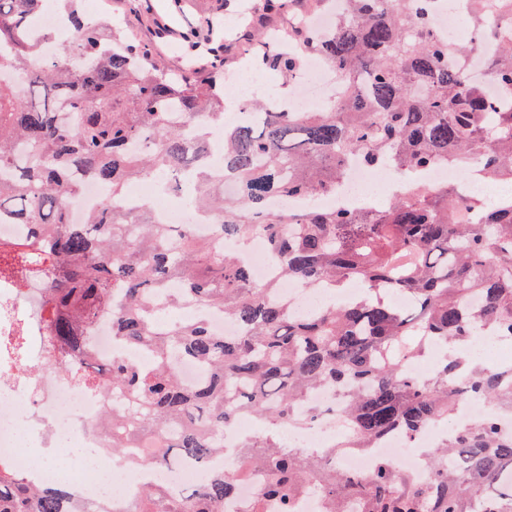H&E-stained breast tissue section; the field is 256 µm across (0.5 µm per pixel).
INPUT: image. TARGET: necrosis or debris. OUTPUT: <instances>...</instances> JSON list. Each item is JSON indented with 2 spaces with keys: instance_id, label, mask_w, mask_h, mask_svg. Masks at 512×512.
<instances>
[{
  "instance_id": "necrosis-or-debris-1",
  "label": "necrosis or debris",
  "mask_w": 512,
  "mask_h": 512,
  "mask_svg": "<svg viewBox=\"0 0 512 512\" xmlns=\"http://www.w3.org/2000/svg\"><path fill=\"white\" fill-rule=\"evenodd\" d=\"M428 12L432 30L451 42L469 32L474 23L472 0H431ZM502 47L501 40L486 41L476 52L454 60L468 81L483 86L491 97L496 94V85L485 60L498 55ZM340 95L333 69L321 55L311 53L288 96H281L272 80L263 79L237 85L234 97L225 100L224 109L234 121L250 122L255 118L250 105L259 97L274 110L310 112L317 110L321 102L337 100ZM379 185L388 192L401 189L404 182L398 168L390 165L373 171L354 155L348 159L335 190L316 195L314 201L325 209L346 207L360 211L374 204L371 190ZM224 247L239 251L256 283L278 278V262L265 237L253 236L249 247L243 250L230 240L225 241ZM45 269V264L36 262L34 252L29 251L12 274H0V461L25 474L31 485L40 487L47 484L50 476L44 465L35 462V455L45 450L65 452L68 466L60 479L78 512L91 506L124 512L135 494L157 485L192 484L201 488L207 482L208 468L221 466L233 473L239 488L238 496L225 502V512H246L256 499L261 478L256 469H242L236 459L235 450L246 431L245 425L225 427L224 455L212 458L205 467L187 462L177 469L167 464L140 469L112 461L106 454L109 434L97 427L101 410L109 404L121 412L128 402L112 396L99 380L97 369L111 365L118 352L132 363L143 362L146 354L138 347H119L112 337V318L106 314L90 333L91 359L85 363L81 379L46 372V365L62 362L63 357L44 336L39 320L46 300ZM360 293L354 285L334 292L324 287L310 290L291 279L273 298L287 301L292 311L301 313L356 298ZM446 435V429L437 423L427 426L414 442L394 434L377 441L368 452H344L339 458L340 468L346 473L364 474L377 461L386 460L422 480L426 469L421 449L443 441Z\"/></svg>"
}]
</instances>
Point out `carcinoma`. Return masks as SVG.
Masks as SVG:
<instances>
[{
	"instance_id": "carcinoma-1",
	"label": "carcinoma",
	"mask_w": 512,
	"mask_h": 512,
	"mask_svg": "<svg viewBox=\"0 0 512 512\" xmlns=\"http://www.w3.org/2000/svg\"><path fill=\"white\" fill-rule=\"evenodd\" d=\"M260 12L236 35L256 44L253 61L290 81L302 53L263 43L268 23L302 0H259ZM337 30L321 44L309 31L288 27L283 37L317 51L338 72L341 99L318 112H274L266 121L224 130V166L207 162L209 131L224 124L220 80L230 52L224 27L213 20L183 34L187 60L210 58L178 78L160 69L153 50L111 34L102 20L68 8L70 38L56 56L39 58L26 35L43 0H0V212L31 235L15 246L44 251L50 262L45 335L68 353L65 371L88 360L86 333L112 314V335L148 354L144 365L112 358L106 384L135 401L132 418H112V454L135 448L142 463L170 457L205 461L224 454L220 429L242 414L270 430L246 437L238 458L264 479L252 512L268 504L292 512L314 492L325 512H512V490L490 488L512 468V439L500 415L512 414V365L488 367L459 347L487 330L512 339V202L461 203L454 189L433 190L419 176L435 163H471L484 178L512 180V106L498 112L484 90L448 66L465 48L434 37L413 0H346ZM488 69L512 98V42ZM170 112L195 126L188 141ZM375 168L404 167L405 185L382 210L355 214L312 207L302 213L270 206L276 197L314 195L336 186L347 158ZM79 170L108 191L86 222L71 221L67 200L79 195ZM160 176L168 187L193 183L192 202L214 224L208 239L186 227L155 224L113 200L131 182ZM238 186L224 198V180ZM266 236L278 253L279 281L257 284L249 268L224 251V240ZM290 278L308 287L344 288L357 281L358 299L294 315L272 299ZM173 279L184 288L169 300L215 308L240 327L216 335L204 318L164 327L147 297ZM406 297L398 306L393 294ZM448 354L429 380L407 364L430 344ZM206 366L211 378L188 386L176 360ZM325 387L344 404L350 431L320 453L287 448L276 428L303 427L325 411L310 402ZM486 403L479 422L456 426L427 451L428 478L414 481L380 460L366 474L336 469L346 448L367 449L380 438L418 435L436 418L450 420L459 404ZM224 471L202 489L155 486L133 499L128 512H224L235 496ZM65 491L30 486L0 462V512H65Z\"/></svg>"
}]
</instances>
